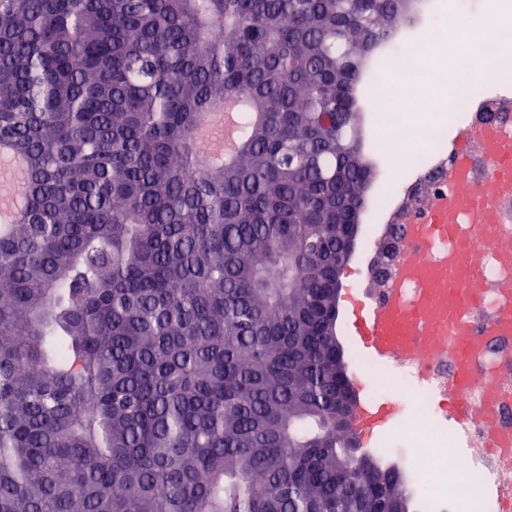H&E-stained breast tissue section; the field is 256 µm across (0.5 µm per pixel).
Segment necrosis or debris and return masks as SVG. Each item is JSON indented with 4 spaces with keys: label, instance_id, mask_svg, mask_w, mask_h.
<instances>
[{
    "label": "necrosis or debris",
    "instance_id": "necrosis-or-debris-1",
    "mask_svg": "<svg viewBox=\"0 0 512 512\" xmlns=\"http://www.w3.org/2000/svg\"><path fill=\"white\" fill-rule=\"evenodd\" d=\"M461 9V0H427L431 39L394 52L390 69L378 68L372 75L374 89L398 95L404 102L403 110L378 111L386 137L413 155L403 190L424 187L414 207L392 199L372 221L382 225L383 242L389 239L393 217L402 221L398 245L381 256L387 273L379 285L400 284L408 299L416 285L398 278L408 250L444 263L466 246L473 225L493 227L495 243L485 247L479 260L482 285L475 304L464 314L474 344L468 357L476 371L466 401L478 411V418L452 429L448 411L435 406L452 381L453 356L448 350L397 361L395 370L401 380L417 386L430 416V428L414 435L416 445L427 451L421 484L436 486L451 473L470 478L486 492L491 512H512V328L495 336L487 332L494 316L512 308V261L498 248L499 241L512 240V69L499 67L502 93L479 92L463 54L454 56L460 79L456 108L466 113V131L472 136L470 148L455 152L448 148L447 130L429 118L430 102L418 93L438 79L439 69L411 62L412 57L434 54L435 38L453 28Z\"/></svg>",
    "mask_w": 512,
    "mask_h": 512
}]
</instances>
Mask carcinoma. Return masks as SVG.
<instances>
[{
  "mask_svg": "<svg viewBox=\"0 0 512 512\" xmlns=\"http://www.w3.org/2000/svg\"><path fill=\"white\" fill-rule=\"evenodd\" d=\"M402 0H0V512H412L343 422L355 97ZM223 37L216 38L217 32ZM240 107L230 160L198 152Z\"/></svg>",
  "mask_w": 512,
  "mask_h": 512,
  "instance_id": "carcinoma-1",
  "label": "carcinoma"
}]
</instances>
